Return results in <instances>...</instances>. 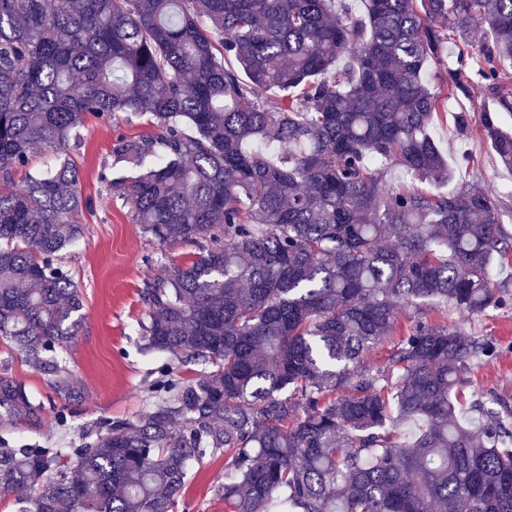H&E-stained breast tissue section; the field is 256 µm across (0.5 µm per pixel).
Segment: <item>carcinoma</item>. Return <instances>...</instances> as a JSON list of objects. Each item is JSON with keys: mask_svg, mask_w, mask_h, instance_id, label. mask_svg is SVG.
<instances>
[{"mask_svg": "<svg viewBox=\"0 0 512 512\" xmlns=\"http://www.w3.org/2000/svg\"><path fill=\"white\" fill-rule=\"evenodd\" d=\"M0 0V341L59 395L83 297L62 257L84 234L68 150L89 116L147 118L100 174L161 244L199 243L145 284L141 350L166 365L134 422L64 445H0L21 512H176L189 470L224 455V512H512V406L472 391L498 344L413 317L387 368L364 363L436 302H512L489 270L512 235L429 134L461 69L424 74L456 37L492 92L512 64V0ZM474 31L481 39L471 40ZM512 170L498 112H459ZM55 164L28 172L32 156ZM25 172L22 184L15 173ZM0 375V420L39 415Z\"/></svg>", "mask_w": 512, "mask_h": 512, "instance_id": "cac0c4a2", "label": "carcinoma"}]
</instances>
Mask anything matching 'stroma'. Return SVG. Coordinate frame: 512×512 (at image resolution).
<instances>
[{
    "mask_svg": "<svg viewBox=\"0 0 512 512\" xmlns=\"http://www.w3.org/2000/svg\"><path fill=\"white\" fill-rule=\"evenodd\" d=\"M467 95L448 99L450 120L435 122L431 134L448 157V189L469 182L488 193L512 231V171L503 167L480 129L460 136L453 113L483 106H512V66L497 93H490L473 71H466ZM153 131L146 119L107 122L87 118L80 130L81 144L73 159L79 170V192L84 202L80 222L84 235L64 260L84 300L85 319L66 357L78 377L82 396L66 402L56 395L26 363L0 342V375L22 383L39 402L65 408L71 435L94 428L103 418L136 420L152 402L149 387L164 356L139 350L138 321L145 312L142 291L146 281L161 275L171 263H188L196 246H160L143 233L130 205L109 194L99 179L104 170L123 171L111 154L118 137H142ZM428 319H447L449 325L497 343L499 357L472 372L475 387L512 401V305L489 309L471 318L456 310L429 308ZM50 414L14 423L0 422V439L12 443H45L60 438ZM224 481L222 455L206 457L188 476L178 512H224V501L215 488Z\"/></svg>",
    "mask_w": 512,
    "mask_h": 512,
    "instance_id": "35a3bbf8",
    "label": "stroma"
}]
</instances>
